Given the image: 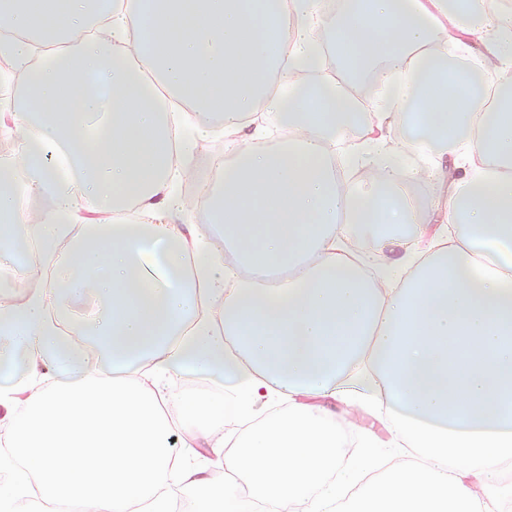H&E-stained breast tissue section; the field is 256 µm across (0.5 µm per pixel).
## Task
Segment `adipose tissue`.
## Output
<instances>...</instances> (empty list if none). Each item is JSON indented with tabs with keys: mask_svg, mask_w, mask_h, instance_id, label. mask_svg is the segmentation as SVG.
<instances>
[{
	"mask_svg": "<svg viewBox=\"0 0 512 512\" xmlns=\"http://www.w3.org/2000/svg\"><path fill=\"white\" fill-rule=\"evenodd\" d=\"M325 25L321 0H0V57L27 89L19 146L0 156V512L32 493L43 512H173V485L196 512H233L214 467L272 512H512V0H349L333 60ZM451 38L484 56L446 73ZM378 60L406 78L382 114L344 83ZM490 73L492 107L475 90ZM411 112L433 167L399 166L410 144L382 132L383 114ZM187 120L195 148L224 138L219 186L178 147ZM456 154L467 174L442 225L426 188ZM19 168L36 208L9 182ZM174 179L191 198L168 194ZM132 203L126 220L82 221ZM187 208L208 232L162 222ZM386 224L396 265L379 257ZM23 243L51 277L19 265ZM61 288L93 290L97 347L62 332ZM360 365L393 450L357 457L354 491L334 475L351 419L303 398ZM188 374L224 389L173 393ZM176 436L207 456L183 464Z\"/></svg>",
	"mask_w": 512,
	"mask_h": 512,
	"instance_id": "1",
	"label": "adipose tissue"
}]
</instances>
